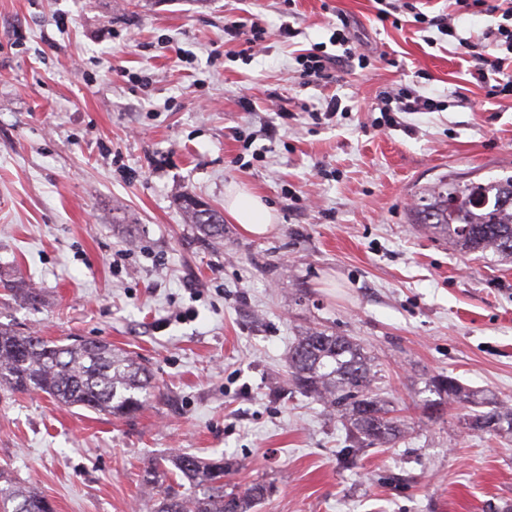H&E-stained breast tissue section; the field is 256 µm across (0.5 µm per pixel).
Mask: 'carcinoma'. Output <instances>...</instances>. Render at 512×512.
<instances>
[{
    "instance_id": "1",
    "label": "carcinoma",
    "mask_w": 512,
    "mask_h": 512,
    "mask_svg": "<svg viewBox=\"0 0 512 512\" xmlns=\"http://www.w3.org/2000/svg\"><path fill=\"white\" fill-rule=\"evenodd\" d=\"M181 207L202 237L224 241V216L210 210L205 217L188 194ZM412 212L424 226L464 254L492 256L512 262V175L487 182L443 178L417 197ZM5 294H23L30 305L41 302L36 288L0 277ZM377 365L353 339L309 330L297 337L288 353L290 390L336 410L346 421L350 445L336 451L342 466L357 463L361 444L389 447L410 429L407 417L392 414L377 392ZM0 385L15 393H43L59 404L113 417L141 411L156 391L149 370L130 353L102 341L61 344L35 332L18 333L0 326ZM439 400L423 401L432 413L441 403L475 408L467 428L492 436L512 435V399L473 390L450 375L428 382ZM489 410H484V407ZM224 457L203 459L176 453L167 465L152 468L147 481L160 486L150 512H250L267 487L255 484L242 492L224 491ZM0 512H55L51 501L0 469Z\"/></svg>"
}]
</instances>
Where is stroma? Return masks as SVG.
<instances>
[{
    "label": "stroma",
    "mask_w": 512,
    "mask_h": 512,
    "mask_svg": "<svg viewBox=\"0 0 512 512\" xmlns=\"http://www.w3.org/2000/svg\"><path fill=\"white\" fill-rule=\"evenodd\" d=\"M374 0H0V273L42 289L0 296V324L94 339L151 370L155 398L115 418L0 387V467L56 512H146V468L173 453L224 458L226 489L265 484L252 512H500L512 436L468 431L469 407L424 419L425 380L450 375L512 397V265L459 256L414 224L443 176L512 174V98L489 96L456 36L380 21ZM290 24L241 55L224 32ZM350 23L367 68L337 63L301 86L297 56ZM409 86L438 112L376 125ZM338 96L317 124L308 108ZM260 157H252V150ZM272 205L273 231L232 221L202 241L179 198L223 209L228 186ZM309 328L350 336L380 394L416 422L395 447L336 461V412L284 392ZM307 112H310V117L316 120L317 124H329L333 122L338 112H345V107L341 109V99L333 95L325 99L321 107L308 109Z\"/></svg>",
    "instance_id": "obj_1"
}]
</instances>
